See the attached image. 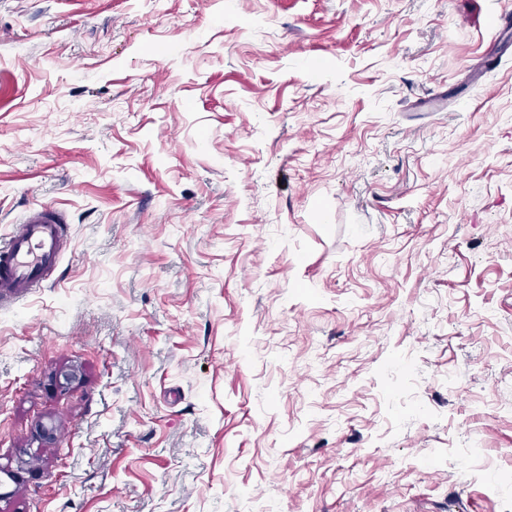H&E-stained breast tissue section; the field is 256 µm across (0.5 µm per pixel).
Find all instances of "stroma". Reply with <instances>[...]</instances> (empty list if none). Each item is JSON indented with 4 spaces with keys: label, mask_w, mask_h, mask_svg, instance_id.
Returning a JSON list of instances; mask_svg holds the SVG:
<instances>
[{
    "label": "stroma",
    "mask_w": 512,
    "mask_h": 512,
    "mask_svg": "<svg viewBox=\"0 0 512 512\" xmlns=\"http://www.w3.org/2000/svg\"><path fill=\"white\" fill-rule=\"evenodd\" d=\"M505 13L0 0V512H512ZM69 245L68 226L54 208L39 205L0 238V304L40 288Z\"/></svg>",
    "instance_id": "stroma-1"
}]
</instances>
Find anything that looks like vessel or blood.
<instances>
[{
	"label": "vessel or blood",
	"mask_w": 512,
	"mask_h": 512,
	"mask_svg": "<svg viewBox=\"0 0 512 512\" xmlns=\"http://www.w3.org/2000/svg\"><path fill=\"white\" fill-rule=\"evenodd\" d=\"M69 245L68 226L54 208L37 206L0 238V303L41 287Z\"/></svg>",
	"instance_id": "obj_1"
}]
</instances>
